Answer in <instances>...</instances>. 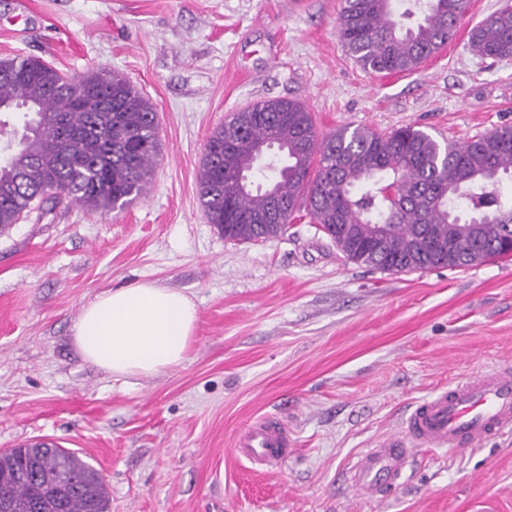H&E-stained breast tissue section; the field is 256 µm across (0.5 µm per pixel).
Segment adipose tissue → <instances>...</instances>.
I'll return each mask as SVG.
<instances>
[{
  "label": "adipose tissue",
  "mask_w": 512,
  "mask_h": 512,
  "mask_svg": "<svg viewBox=\"0 0 512 512\" xmlns=\"http://www.w3.org/2000/svg\"><path fill=\"white\" fill-rule=\"evenodd\" d=\"M198 321L184 293L139 283L107 290L86 305L73 341L88 363L115 376H154L182 364Z\"/></svg>",
  "instance_id": "adipose-tissue-1"
}]
</instances>
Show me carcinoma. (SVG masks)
Instances as JSON below:
<instances>
[{
	"mask_svg": "<svg viewBox=\"0 0 512 512\" xmlns=\"http://www.w3.org/2000/svg\"><path fill=\"white\" fill-rule=\"evenodd\" d=\"M469 0H422L419 18L395 0H343L340 41L375 73H411L454 36L448 20ZM471 52L512 57V8L469 35ZM24 107V133L0 161V231L61 194L109 213L143 195L159 153L157 113L125 77L89 71L69 77L43 60L0 59V107ZM282 149L278 178L245 190L239 176L256 150ZM512 180V125L441 144L411 125L388 133L343 125L319 136L301 102L246 106L210 134L198 171L209 223L224 238L256 242L283 233L305 209L352 262L404 273L476 264L469 257L512 232V201L485 190ZM291 211L261 221L276 202ZM468 213H459L458 201ZM0 512H109L100 473L77 453L46 441L0 452Z\"/></svg>",
	"mask_w": 512,
	"mask_h": 512,
	"instance_id": "obj_1",
	"label": "carcinoma"
}]
</instances>
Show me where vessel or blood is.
<instances>
[{"mask_svg":"<svg viewBox=\"0 0 512 512\" xmlns=\"http://www.w3.org/2000/svg\"><path fill=\"white\" fill-rule=\"evenodd\" d=\"M507 428L512 429V369L482 370L416 405L406 422L407 439L390 438L359 453L347 468L346 480L362 498L376 499L385 489L404 483L413 446L454 453ZM234 452L254 461L282 464L288 456L284 431L278 422H258Z\"/></svg>","mask_w":512,"mask_h":512,"instance_id":"vessel-or-blood-1","label":"vessel or blood"}]
</instances>
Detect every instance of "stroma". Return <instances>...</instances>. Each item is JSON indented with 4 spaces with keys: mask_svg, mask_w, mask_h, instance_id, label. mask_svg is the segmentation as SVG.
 Segmentation results:
<instances>
[{
    "mask_svg": "<svg viewBox=\"0 0 512 512\" xmlns=\"http://www.w3.org/2000/svg\"><path fill=\"white\" fill-rule=\"evenodd\" d=\"M512 0H470L441 51L409 74L360 67L341 0H0V59L127 77L153 104L161 152L147 192L96 213L48 201L0 233V452L43 440L98 470L110 512H512V430L450 454L418 448L376 500L352 458L405 437L410 408L471 372L512 367V255L389 273L348 261L306 213L284 234L225 240L199 200L213 129L257 101L302 102L320 134L413 125L462 142L512 124V58L470 30ZM151 282L198 310L186 360L117 377L83 360L72 327L112 288ZM275 417L276 469L234 454Z\"/></svg>",
    "mask_w": 512,
    "mask_h": 512,
    "instance_id": "1",
    "label": "stroma"
}]
</instances>
